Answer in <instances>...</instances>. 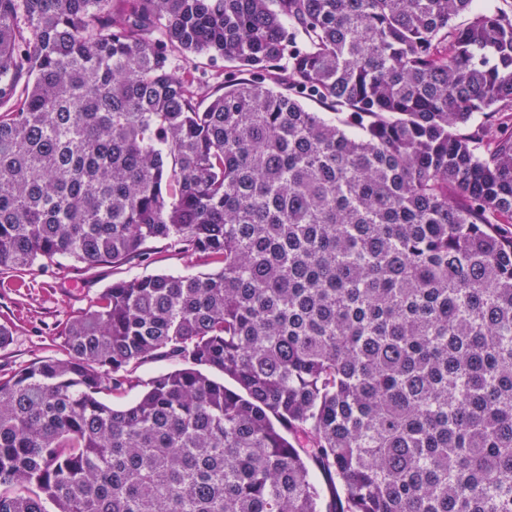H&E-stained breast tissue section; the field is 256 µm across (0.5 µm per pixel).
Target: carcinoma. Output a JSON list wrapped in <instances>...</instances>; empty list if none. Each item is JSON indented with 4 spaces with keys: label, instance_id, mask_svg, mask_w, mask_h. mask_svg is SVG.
Masks as SVG:
<instances>
[{
    "label": "carcinoma",
    "instance_id": "obj_1",
    "mask_svg": "<svg viewBox=\"0 0 512 512\" xmlns=\"http://www.w3.org/2000/svg\"><path fill=\"white\" fill-rule=\"evenodd\" d=\"M509 116L512 7L0 0V274L209 267L0 376V512H512Z\"/></svg>",
    "mask_w": 512,
    "mask_h": 512
}]
</instances>
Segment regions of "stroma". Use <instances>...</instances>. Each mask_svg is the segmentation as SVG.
I'll return each mask as SVG.
<instances>
[{
    "label": "stroma",
    "mask_w": 512,
    "mask_h": 512,
    "mask_svg": "<svg viewBox=\"0 0 512 512\" xmlns=\"http://www.w3.org/2000/svg\"><path fill=\"white\" fill-rule=\"evenodd\" d=\"M187 259L172 256L167 246L153 244L148 261L88 270L66 261L61 266L27 275V286L9 287L0 276V323L13 327V337L0 348V374L10 375L45 358L60 356L57 332L73 315L88 308L92 298L114 279L154 273H188Z\"/></svg>",
    "instance_id": "1"
}]
</instances>
